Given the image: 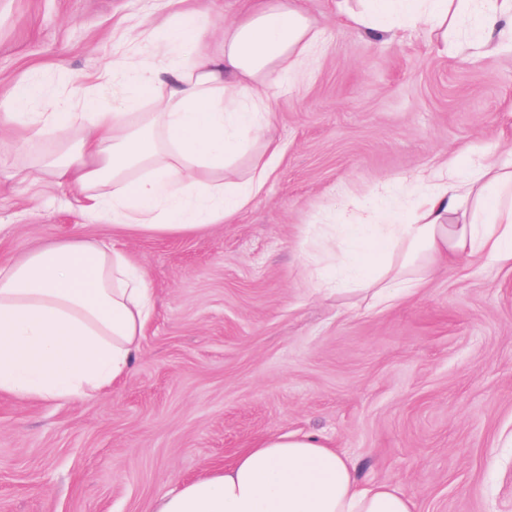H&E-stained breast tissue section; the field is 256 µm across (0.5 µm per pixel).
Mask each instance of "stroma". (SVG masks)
<instances>
[{
    "label": "stroma",
    "mask_w": 512,
    "mask_h": 512,
    "mask_svg": "<svg viewBox=\"0 0 512 512\" xmlns=\"http://www.w3.org/2000/svg\"><path fill=\"white\" fill-rule=\"evenodd\" d=\"M245 0H0V113L17 82L63 93L108 64L166 63L145 30L194 10L219 34ZM321 45L277 78L282 147L251 205L188 236L95 224L66 189L0 185V262L73 233L140 265L154 308L130 372L101 396L0 393V512H148L158 494L269 432L312 433L419 512H512V262L439 264L367 307L315 292V224L371 220L385 180L481 149L512 159V51L456 33L374 37L304 0Z\"/></svg>",
    "instance_id": "35a3bbf8"
}]
</instances>
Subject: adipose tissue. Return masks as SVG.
I'll return each mask as SVG.
<instances>
[{"label": "adipose tissue", "instance_id": "ef3b65f1", "mask_svg": "<svg viewBox=\"0 0 512 512\" xmlns=\"http://www.w3.org/2000/svg\"><path fill=\"white\" fill-rule=\"evenodd\" d=\"M336 0L347 24L402 38L423 24L444 33L468 13L473 56L512 46V0ZM320 42L300 0H251L216 40L203 42L194 13L157 29L168 67L128 72L129 93L111 105L72 102L29 79L15 85L6 118L49 164L4 170L30 184L75 193L81 211L131 232L185 235L244 209L259 194L280 146L265 132L276 77L300 75ZM46 104L43 112L34 111ZM74 130L75 147L50 135ZM259 151H252L253 142ZM248 155L246 175L224 172ZM411 211L377 207V223L339 224L323 247L336 269L318 291L377 304L422 288L436 262L512 259V165L470 152L413 177ZM152 309L142 268L124 251L71 239L0 264V393L82 400L130 371ZM390 484L361 486L353 463L313 434L268 433L221 467L158 495L150 512H416Z\"/></svg>", "mask_w": 512, "mask_h": 512}]
</instances>
